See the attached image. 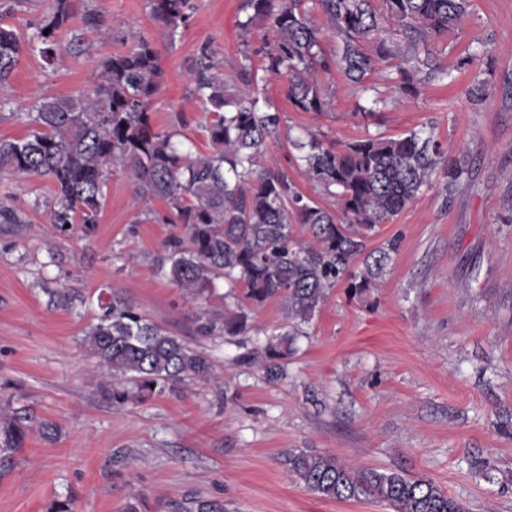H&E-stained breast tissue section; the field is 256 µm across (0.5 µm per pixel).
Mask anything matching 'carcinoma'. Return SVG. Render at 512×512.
Returning <instances> with one entry per match:
<instances>
[{
  "label": "carcinoma",
  "instance_id": "carcinoma-1",
  "mask_svg": "<svg viewBox=\"0 0 512 512\" xmlns=\"http://www.w3.org/2000/svg\"><path fill=\"white\" fill-rule=\"evenodd\" d=\"M151 14L169 43H174L193 9L191 0H149ZM471 0H243L249 31L258 19L268 22L261 68L242 65L235 88L224 82V64L210 44L199 46L187 72L191 96L210 113L203 126L209 150H195L190 139L152 123L149 106L165 80L157 45L137 37L132 47L102 59L99 82L87 92L40 99L26 113L27 135L0 140V179L45 178L54 188L49 221L65 230L71 224L94 231L106 199L107 180L116 168L130 173L136 202L156 199L168 205V222L181 224L184 239L170 245L162 258L168 277L197 300L224 279L242 290L254 306L276 300L294 326L309 324L329 292L341 285L356 295L382 275L397 242L370 249L368 240L406 208L440 175L445 190H456L469 177L462 154L447 159L434 132L410 130L396 137H366L337 147L314 132L294 142L307 179L326 190L337 189L336 212L299 192L288 172L265 159L267 141L280 135L277 112L260 111L259 84L286 80L295 110L315 114L328 101L317 74L333 69L368 91L373 75L396 80L404 94H417V76H448L429 41L457 28L469 13ZM326 18L341 43L333 56L321 48V29L310 11ZM13 10L0 11V89L10 86L20 58L32 52L43 66H59L61 36L75 16L74 0H52L49 9L21 34L1 21ZM83 24L110 36V28L94 12ZM424 51H419V47ZM397 77L385 72L394 60ZM488 80L473 75L468 94L484 98ZM304 235L293 232L294 225ZM96 322L83 343L104 377L102 392L117 405L131 399L176 394L189 381H209L210 361L166 327L143 316L120 292L99 305ZM248 330L242 307L224 309V316L199 317L204 335L240 336ZM267 342L256 358L267 373L278 375V361L288 355L292 336ZM132 384V394L126 384ZM33 431L32 419L18 411L0 413V470L11 464ZM288 472L321 499H373L393 512H467L466 505L442 491L432 480L399 472L355 470L332 455L293 451Z\"/></svg>",
  "mask_w": 512,
  "mask_h": 512
}]
</instances>
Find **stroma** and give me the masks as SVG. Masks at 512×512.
<instances>
[{"label":"stroma","instance_id":"1","mask_svg":"<svg viewBox=\"0 0 512 512\" xmlns=\"http://www.w3.org/2000/svg\"><path fill=\"white\" fill-rule=\"evenodd\" d=\"M241 3L193 0L171 44L148 0H76L60 66L22 56L0 139L27 134L23 114L35 99L93 90L98 62L143 36L159 47L166 73L154 124L207 151L186 74L206 42L223 58L225 80L243 61L260 65L269 29L259 22L242 31ZM471 4L459 27L429 47L448 68L477 54V67L491 72L483 100L468 95V70L450 82L425 81L414 97L376 80L386 106L373 121L357 117L362 97L336 71L318 76L329 98L320 115L295 111L284 81L263 88L262 108L281 115L269 160L323 207L337 209L338 201L307 180L292 146L310 131L344 144L431 126L449 157L463 153L471 162L453 193L432 183L381 226L370 247L398 241L382 277L361 295L331 291L283 359L279 380L268 379L253 352L287 331L285 309L276 301L248 307L243 336L199 334L201 310L223 315L241 292L219 280L208 300L194 302L167 277L160 258L182 228L165 223L162 201L147 213L134 207L128 173L112 174L88 235L49 223L47 180L0 181V200L21 218L0 224V406L54 428L49 436L34 430L13 468L0 473V512H50L63 499L73 512H124L134 499L140 512H183L196 500L224 512H392L372 500L310 493L285 464L298 449L430 479L469 512H512V0ZM88 11L109 23V38L83 25ZM62 284L68 301H50L48 289ZM115 289L204 354L214 382L121 407L104 397L82 339L99 299Z\"/></svg>","mask_w":512,"mask_h":512}]
</instances>
